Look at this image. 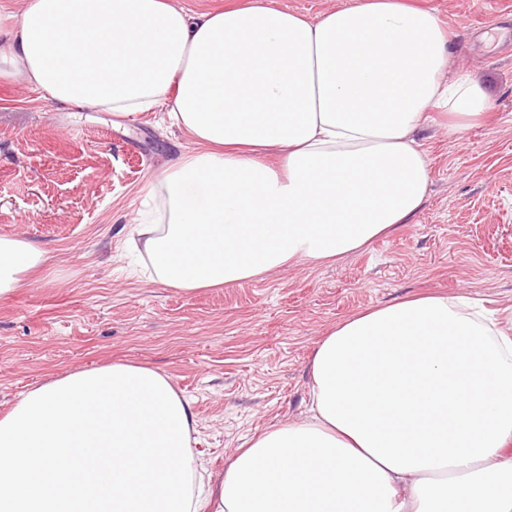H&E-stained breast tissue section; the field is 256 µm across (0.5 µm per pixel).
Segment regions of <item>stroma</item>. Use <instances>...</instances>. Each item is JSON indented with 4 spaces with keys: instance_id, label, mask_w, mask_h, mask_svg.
Here are the masks:
<instances>
[{
    "instance_id": "obj_1",
    "label": "stroma",
    "mask_w": 512,
    "mask_h": 512,
    "mask_svg": "<svg viewBox=\"0 0 512 512\" xmlns=\"http://www.w3.org/2000/svg\"><path fill=\"white\" fill-rule=\"evenodd\" d=\"M433 10L454 64L486 83L492 116L419 140L430 188L407 223L331 265L304 263L186 293L160 282L129 224L152 175L191 147L163 110H61L0 81V235L47 249L0 297V414L29 386L129 361L168 375L212 473L249 437L305 417L319 342L357 312L465 293L512 305V0H411Z\"/></svg>"
}]
</instances>
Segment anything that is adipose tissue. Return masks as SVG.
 <instances>
[{
	"label": "adipose tissue",
	"instance_id": "adipose-tissue-1",
	"mask_svg": "<svg viewBox=\"0 0 512 512\" xmlns=\"http://www.w3.org/2000/svg\"><path fill=\"white\" fill-rule=\"evenodd\" d=\"M447 29L403 0L317 19L273 0H0V77L62 107L168 105L195 145L135 216L157 278L184 292L353 254L421 208L431 113L483 120L484 84ZM0 236V296L48 262ZM305 418L242 444L222 473L192 447V403L112 362L52 377L0 415V512H512V305L413 296L330 329Z\"/></svg>",
	"mask_w": 512,
	"mask_h": 512
}]
</instances>
